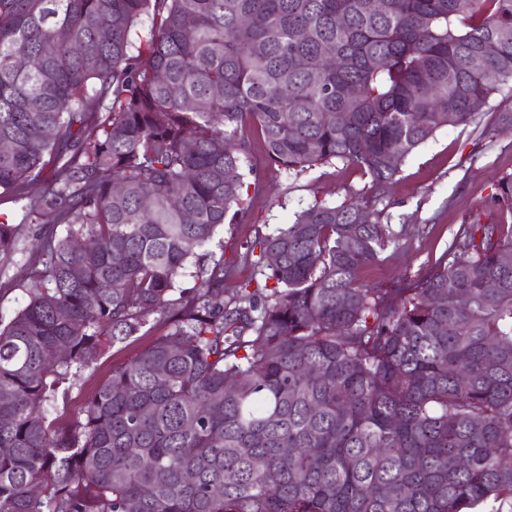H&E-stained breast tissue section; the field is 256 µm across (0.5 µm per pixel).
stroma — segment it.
Masks as SVG:
<instances>
[{
	"instance_id": "obj_1",
	"label": "stroma",
	"mask_w": 512,
	"mask_h": 512,
	"mask_svg": "<svg viewBox=\"0 0 512 512\" xmlns=\"http://www.w3.org/2000/svg\"><path fill=\"white\" fill-rule=\"evenodd\" d=\"M506 112L512 113V84L470 126L438 132L407 158L394 183L382 189L373 188L369 177L353 166L321 165L298 174L275 169L267 161L256 127L247 125L243 167L250 188L245 210L207 246L206 266L220 261L231 266L232 275L224 283L228 296L243 283L264 284L265 267L240 260L246 245L274 234L296 211L314 201L339 205L355 198L394 233L378 260L362 267L360 282L376 288H402L424 279L461 224L512 225V214L499 212L491 199L497 181L512 173V127L501 121ZM0 212L11 223L22 224L20 205L1 204ZM22 226L16 253L0 260V319L4 321L27 302L23 287L29 273L27 249L40 227ZM165 330L162 319L151 316L136 336L97 353L79 378L48 405L49 418L60 423L75 421L113 366L135 357Z\"/></svg>"
}]
</instances>
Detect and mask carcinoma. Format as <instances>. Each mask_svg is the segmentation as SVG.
Returning a JSON list of instances; mask_svg holds the SVG:
<instances>
[{"label": "carcinoma", "mask_w": 512, "mask_h": 512, "mask_svg": "<svg viewBox=\"0 0 512 512\" xmlns=\"http://www.w3.org/2000/svg\"><path fill=\"white\" fill-rule=\"evenodd\" d=\"M510 82L512 0H0V202L23 211L0 257L25 224L66 225L0 322V512L512 509V230L460 225L391 292L358 280L389 226L316 201L242 254L279 256L263 287L224 300L217 262L176 296L241 213L246 120L272 166L380 189ZM492 201L512 213V174ZM153 314L166 332L83 418L49 421Z\"/></svg>", "instance_id": "obj_1"}]
</instances>
